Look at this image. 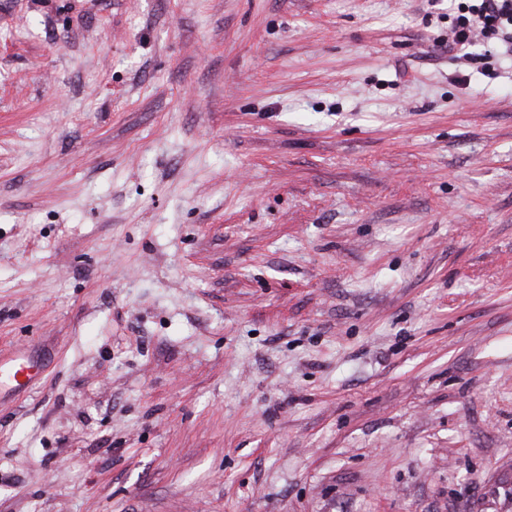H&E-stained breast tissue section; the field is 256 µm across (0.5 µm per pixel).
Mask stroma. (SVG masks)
Here are the masks:
<instances>
[{
    "mask_svg": "<svg viewBox=\"0 0 512 512\" xmlns=\"http://www.w3.org/2000/svg\"><path fill=\"white\" fill-rule=\"evenodd\" d=\"M458 0H0V512H512V55ZM39 374L38 361L27 354H22L11 363H0V388L8 386L15 391L26 390L34 385Z\"/></svg>",
    "mask_w": 512,
    "mask_h": 512,
    "instance_id": "1",
    "label": "stroma"
}]
</instances>
